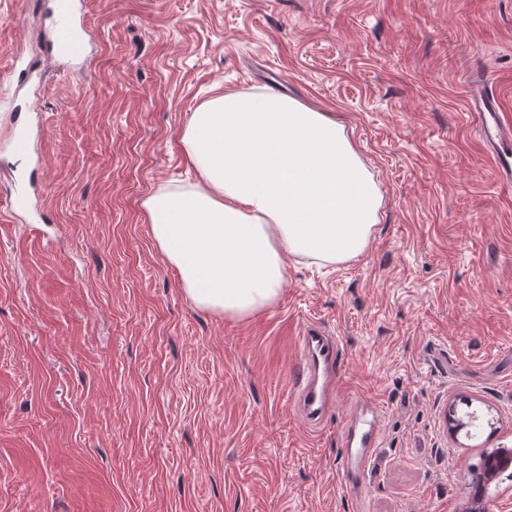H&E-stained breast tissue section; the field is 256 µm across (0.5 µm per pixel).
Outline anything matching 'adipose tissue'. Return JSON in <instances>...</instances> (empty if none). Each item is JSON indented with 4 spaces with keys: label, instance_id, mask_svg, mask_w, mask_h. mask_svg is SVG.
I'll list each match as a JSON object with an SVG mask.
<instances>
[{
    "label": "adipose tissue",
    "instance_id": "adipose-tissue-1",
    "mask_svg": "<svg viewBox=\"0 0 512 512\" xmlns=\"http://www.w3.org/2000/svg\"><path fill=\"white\" fill-rule=\"evenodd\" d=\"M181 142L195 183L142 207L195 306L248 317L278 300L288 259L341 264L367 248L382 196L334 113L235 92L193 112Z\"/></svg>",
    "mask_w": 512,
    "mask_h": 512
}]
</instances>
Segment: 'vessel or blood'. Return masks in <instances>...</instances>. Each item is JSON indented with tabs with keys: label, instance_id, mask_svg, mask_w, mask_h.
<instances>
[{
	"label": "vessel or blood",
	"instance_id": "1",
	"mask_svg": "<svg viewBox=\"0 0 512 512\" xmlns=\"http://www.w3.org/2000/svg\"><path fill=\"white\" fill-rule=\"evenodd\" d=\"M58 15L52 52L60 59L82 57L86 50L76 31L84 27L82 0H55ZM498 102L494 96L476 92L471 99L481 135L500 177L512 181V128L500 124ZM300 368L294 381L297 404L304 419L320 423L329 406L330 388L336 378L337 344L317 327L301 329L297 338ZM381 426L377 409L360 411L345 430L346 455L342 477L346 485L362 490L366 476L380 445Z\"/></svg>",
	"mask_w": 512,
	"mask_h": 512
}]
</instances>
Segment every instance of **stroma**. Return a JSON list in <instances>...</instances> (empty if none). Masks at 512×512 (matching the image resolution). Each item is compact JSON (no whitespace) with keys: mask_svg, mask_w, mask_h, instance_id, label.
I'll return each mask as SVG.
<instances>
[{"mask_svg":"<svg viewBox=\"0 0 512 512\" xmlns=\"http://www.w3.org/2000/svg\"><path fill=\"white\" fill-rule=\"evenodd\" d=\"M43 0H0V512H512L466 467L512 448V183L469 114L512 126V0H84L78 67L43 54ZM41 88L7 79L13 54ZM341 117L383 195L358 257L288 263L243 320L192 305L141 201L185 187L181 135L227 92ZM42 123L29 157L13 133ZM336 337V396L307 427L294 336ZM381 413L365 500L342 430ZM482 425L451 431L448 410Z\"/></svg>","mask_w":512,"mask_h":512,"instance_id":"1","label":"stroma"}]
</instances>
